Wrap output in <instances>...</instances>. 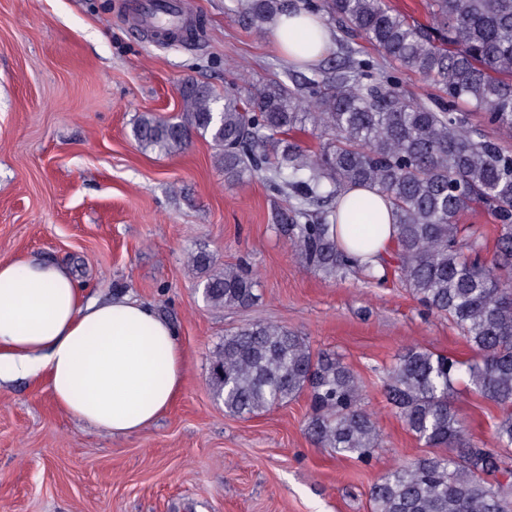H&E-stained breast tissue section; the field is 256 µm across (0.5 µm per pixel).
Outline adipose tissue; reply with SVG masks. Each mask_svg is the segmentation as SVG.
Segmentation results:
<instances>
[{
  "mask_svg": "<svg viewBox=\"0 0 512 512\" xmlns=\"http://www.w3.org/2000/svg\"><path fill=\"white\" fill-rule=\"evenodd\" d=\"M271 37L288 62L317 66L332 47L318 16L281 12ZM372 209L370 240L357 246L352 201ZM337 241L361 262L378 264L390 250L395 217L371 187L348 189L337 201ZM185 356L172 323L129 295L108 301L85 296L57 263L0 261V383L45 375L56 406L108 434L127 436L150 426L180 392Z\"/></svg>",
  "mask_w": 512,
  "mask_h": 512,
  "instance_id": "obj_1",
  "label": "adipose tissue"
}]
</instances>
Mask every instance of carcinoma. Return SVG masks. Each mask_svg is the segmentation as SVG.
Here are the masks:
<instances>
[{
	"label": "carcinoma",
	"instance_id": "1",
	"mask_svg": "<svg viewBox=\"0 0 512 512\" xmlns=\"http://www.w3.org/2000/svg\"><path fill=\"white\" fill-rule=\"evenodd\" d=\"M296 0H247L243 16L259 34ZM431 24L410 23L385 0L304 3L361 36L404 71L433 81L448 99L414 98L399 80L367 77L348 60L336 75L319 72L288 86L274 80L244 98L232 82L219 94L196 82L180 91L170 120L140 116L133 136L143 148L176 152L192 137H210L230 182L261 178L298 203L275 213L274 225L297 258L330 278L358 259L336 243V200L353 185L374 187L395 215L394 275L432 312L448 318L474 355L413 345L386 368V404L431 456L385 472L372 485V512H512V470L500 448H512V149L487 137L471 114L512 130V0H427ZM311 126L326 139L313 153L288 138ZM327 204L311 218L308 206ZM498 221L493 256L487 229L460 223L474 205ZM191 260L214 307L250 306L256 281L240 266L217 267L200 250ZM466 388L497 405L495 447L467 438L451 400ZM211 386L226 412L252 417L302 395L310 400L306 432L319 448L361 462L382 447V434L362 404V385L336 353L315 352L308 339L274 323L224 335L214 353Z\"/></svg>",
	"mask_w": 512,
	"mask_h": 512
}]
</instances>
